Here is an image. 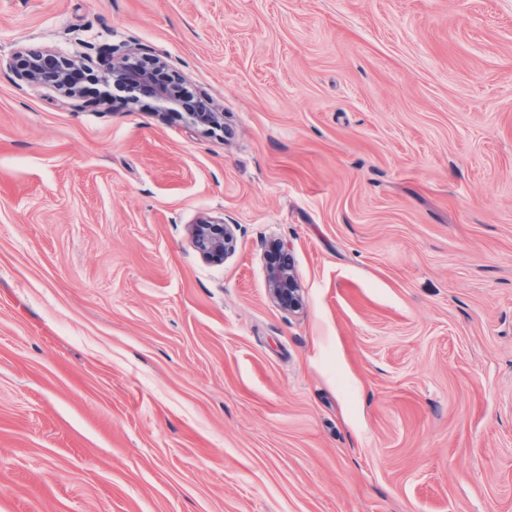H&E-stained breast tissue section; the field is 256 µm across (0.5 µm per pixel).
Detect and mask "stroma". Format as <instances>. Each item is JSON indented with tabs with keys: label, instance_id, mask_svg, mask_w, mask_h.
Masks as SVG:
<instances>
[{
	"label": "stroma",
	"instance_id": "35a3bbf8",
	"mask_svg": "<svg viewBox=\"0 0 512 512\" xmlns=\"http://www.w3.org/2000/svg\"><path fill=\"white\" fill-rule=\"evenodd\" d=\"M0 512H512V0H0ZM12 66L28 84L50 86L68 97H85L71 79L72 72L78 70L76 65L58 59L50 49H25L17 53ZM160 68H163L162 62L148 53L136 59L127 52H119L113 48L107 56L103 81L106 84L112 83L114 87L130 95L145 90L161 103H176L179 85L169 78L158 81L156 73ZM233 243L234 233L231 224H197L195 227L193 245L208 259H224L233 251ZM266 280L270 297L280 304L294 310L300 305L297 280L288 260L272 259L266 266Z\"/></svg>",
	"mask_w": 512,
	"mask_h": 512
}]
</instances>
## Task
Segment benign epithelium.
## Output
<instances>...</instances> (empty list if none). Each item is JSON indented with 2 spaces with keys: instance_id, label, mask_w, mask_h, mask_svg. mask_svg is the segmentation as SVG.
I'll use <instances>...</instances> for the list:
<instances>
[{
  "instance_id": "7a95c632",
  "label": "benign epithelium",
  "mask_w": 512,
  "mask_h": 512,
  "mask_svg": "<svg viewBox=\"0 0 512 512\" xmlns=\"http://www.w3.org/2000/svg\"><path fill=\"white\" fill-rule=\"evenodd\" d=\"M13 68L26 83L50 86L68 97L82 98L83 92L74 85L71 74L75 64L58 59L47 48L26 49L17 53ZM162 62L145 53L134 59L131 54L111 49L104 70V83L111 84L132 95L145 90L159 102H177L179 85L169 79L157 80ZM234 233L230 224H198L193 245L204 257L221 260L233 251ZM266 280L270 297L281 306L294 310L300 305L297 280L287 260H271L266 266Z\"/></svg>"
}]
</instances>
